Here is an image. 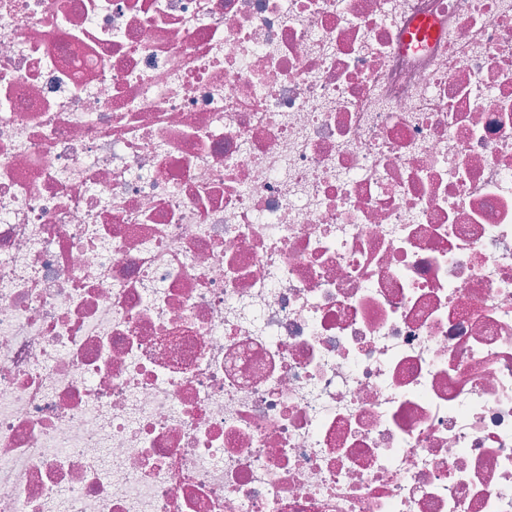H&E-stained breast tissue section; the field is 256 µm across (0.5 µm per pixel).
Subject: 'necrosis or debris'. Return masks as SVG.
Returning a JSON list of instances; mask_svg holds the SVG:
<instances>
[{
	"label": "necrosis or debris",
	"mask_w": 512,
	"mask_h": 512,
	"mask_svg": "<svg viewBox=\"0 0 512 512\" xmlns=\"http://www.w3.org/2000/svg\"><path fill=\"white\" fill-rule=\"evenodd\" d=\"M0 512H512V0H0Z\"/></svg>",
	"instance_id": "necrosis-or-debris-1"
}]
</instances>
